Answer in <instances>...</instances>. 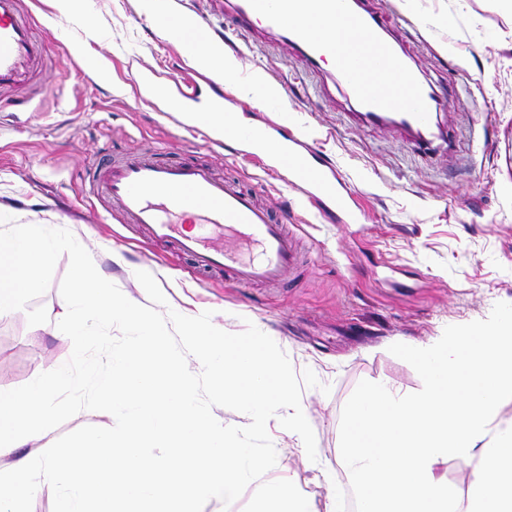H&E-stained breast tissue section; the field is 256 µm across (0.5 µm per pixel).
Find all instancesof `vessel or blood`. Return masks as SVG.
<instances>
[{"label": "vessel or blood", "instance_id": "obj_1", "mask_svg": "<svg viewBox=\"0 0 512 512\" xmlns=\"http://www.w3.org/2000/svg\"><path fill=\"white\" fill-rule=\"evenodd\" d=\"M310 12L331 20L354 14L350 0H240L233 17L247 30L256 24L289 33L302 45L310 65H321L327 55L338 54V77L366 123L400 128L412 133L419 147L432 146L429 131L440 102L384 37L380 17L372 11L354 14L347 44L339 49L299 30V22ZM177 40L188 51L221 49L220 40L199 23L180 29ZM45 56L44 41L35 37L20 0H0V93L23 88L39 72ZM135 86L145 103L174 101L176 107L168 117L178 124L191 112L224 109L223 95H203L199 84L190 81L159 85L147 66ZM190 132L207 135L217 144H236L240 154L281 173L285 184L301 190L342 223H360L361 214L339 172L287 126L249 124L227 130L212 125L205 131L194 126ZM89 185L127 223L143 225L155 240L173 241L197 270H220L225 279L246 286L284 280L295 266L286 224L274 221L269 207L236 183L218 177L207 164L164 160L150 149L127 161L106 162L93 172Z\"/></svg>", "mask_w": 512, "mask_h": 512}]
</instances>
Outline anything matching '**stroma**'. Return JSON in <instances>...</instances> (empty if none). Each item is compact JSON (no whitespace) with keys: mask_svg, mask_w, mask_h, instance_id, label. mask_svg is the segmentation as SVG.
<instances>
[{"mask_svg":"<svg viewBox=\"0 0 512 512\" xmlns=\"http://www.w3.org/2000/svg\"><path fill=\"white\" fill-rule=\"evenodd\" d=\"M167 6L169 16H196L223 37L224 54L238 68L237 81L224 86L238 102L225 112L244 124L287 116L350 184L363 225L327 220L258 163L191 138L139 101L138 63L165 79L194 68L161 35L145 0H82L66 15L54 0H24L54 65L25 111L0 112V213L71 231L98 273L137 304L150 303L135 277L149 266L177 312L209 310L221 330L238 333L250 322L278 338L296 374L309 369L320 381L301 396L320 456L310 461L300 436L271 419L277 462L265 478H294L325 512L346 486L340 445L350 399L381 379L409 392L422 384L398 346L422 347L453 328L512 314V0H363L440 99L438 122L451 140L428 155L399 130L361 122L338 78L310 67L284 33L258 36L233 26L227 0ZM260 87L283 96L286 111L258 99ZM156 146L174 158L192 155L292 210L290 229L305 254L295 280L239 288L220 275L193 274L172 248L84 195L83 175L99 151ZM68 267L61 255L36 300L47 323L29 325L22 310L0 319V391L69 359L72 343L57 327Z\"/></svg>","mask_w":512,"mask_h":512,"instance_id":"obj_1","label":"stroma"}]
</instances>
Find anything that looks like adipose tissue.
<instances>
[{"mask_svg":"<svg viewBox=\"0 0 512 512\" xmlns=\"http://www.w3.org/2000/svg\"><path fill=\"white\" fill-rule=\"evenodd\" d=\"M403 358L422 373L410 393L387 381L365 386L346 410L343 467L375 512H512V437L500 416L512 401V320L456 329ZM456 461L469 484L449 485L438 465Z\"/></svg>","mask_w":512,"mask_h":512,"instance_id":"ef3b65f1","label":"adipose tissue"}]
</instances>
